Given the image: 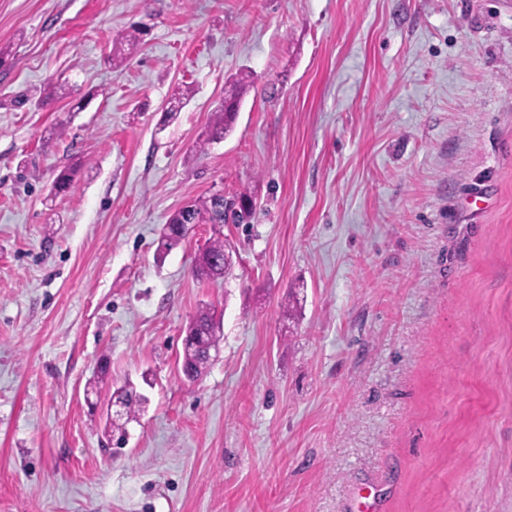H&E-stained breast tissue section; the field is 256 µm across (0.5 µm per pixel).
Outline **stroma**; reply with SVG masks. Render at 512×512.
<instances>
[{
	"mask_svg": "<svg viewBox=\"0 0 512 512\" xmlns=\"http://www.w3.org/2000/svg\"><path fill=\"white\" fill-rule=\"evenodd\" d=\"M0 49V512H512V0H0ZM218 191L202 282L158 241ZM222 224H216L215 228L221 227ZM214 228L213 237H211L205 247L199 252L195 258L193 265V274L197 278L204 279L208 277L209 270L218 267L223 263L232 264V257L230 254H225L227 245L224 241V235L220 230ZM193 319H195L197 325L202 330V333L204 334V342L207 347L215 351V355L213 357L215 358L219 353L221 336H218L217 334L218 326L214 317V312L205 308L199 310ZM213 358L211 359V356H209L205 351L185 346L183 348L181 369L182 371L184 369L186 374L190 373L193 379H198L211 364ZM112 398L121 400L124 405V410L120 415L109 418L108 430H110L112 436L115 433H119V440L125 435L126 425L138 414L141 407V399L137 398L133 391L123 388L115 390L112 393Z\"/></svg>",
	"mask_w": 512,
	"mask_h": 512,
	"instance_id": "1",
	"label": "stroma"
}]
</instances>
